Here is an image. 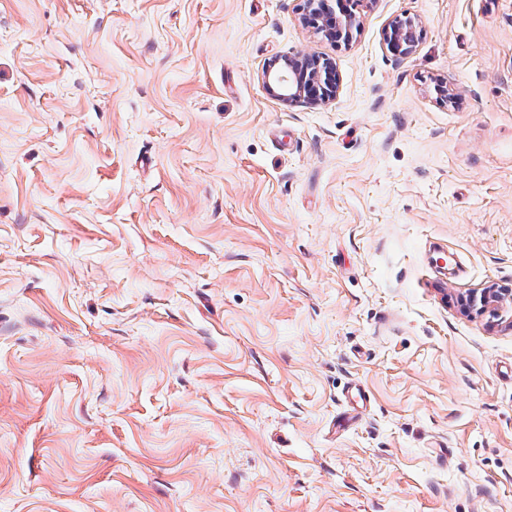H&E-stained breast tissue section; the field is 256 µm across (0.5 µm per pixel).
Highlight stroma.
Instances as JSON below:
<instances>
[{"label":"stroma","instance_id":"obj_1","mask_svg":"<svg viewBox=\"0 0 512 512\" xmlns=\"http://www.w3.org/2000/svg\"><path fill=\"white\" fill-rule=\"evenodd\" d=\"M351 8L0 0V512H512V0ZM303 2L306 15L315 22L321 19V30L327 36L349 42L352 30L359 25V18L343 9V6L348 5L350 1L336 0L339 10L336 16L329 11L326 0H304ZM422 36L421 21L410 15L390 20L383 29V40L396 56L410 55L418 46ZM261 77L268 86L277 84L284 100L307 105H319L335 96L340 85L334 62L308 54L276 59ZM472 302H477L482 308H492L495 310L500 305L512 303V289L511 288H496L495 286H488L481 289L479 299L477 292L469 294Z\"/></svg>","mask_w":512,"mask_h":512}]
</instances>
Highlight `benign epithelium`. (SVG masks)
<instances>
[{
  "label": "benign epithelium",
  "instance_id": "benign-epithelium-1",
  "mask_svg": "<svg viewBox=\"0 0 512 512\" xmlns=\"http://www.w3.org/2000/svg\"><path fill=\"white\" fill-rule=\"evenodd\" d=\"M347 4L349 0H336L339 14L335 15L329 11L327 0H304V10L310 19L321 21L322 31L327 36L347 42L352 37V30L359 25V18L343 9ZM421 36V21L408 14L390 20L383 29L385 44L399 57L410 55L418 46ZM262 79L268 86L278 85L282 91L281 98L307 105H319L335 96L340 85L334 62L308 54L272 61L263 70ZM434 91L441 100L448 103L454 102L457 96L455 88L446 77L435 79ZM469 297L485 309H496L512 303V289L488 286L478 294L470 293Z\"/></svg>",
  "mask_w": 512,
  "mask_h": 512
}]
</instances>
